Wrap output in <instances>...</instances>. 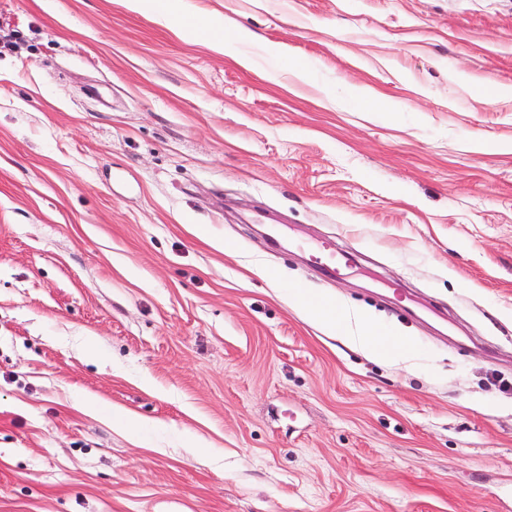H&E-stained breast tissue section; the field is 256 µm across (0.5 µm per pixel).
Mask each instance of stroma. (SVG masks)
Masks as SVG:
<instances>
[{
    "label": "stroma",
    "mask_w": 512,
    "mask_h": 512,
    "mask_svg": "<svg viewBox=\"0 0 512 512\" xmlns=\"http://www.w3.org/2000/svg\"><path fill=\"white\" fill-rule=\"evenodd\" d=\"M0 512H512V0H0ZM309 253L324 274L329 277H341L351 266L352 255L350 252L337 249L332 244L323 243ZM295 297L327 332L343 335L354 347L378 359L395 362L405 361L409 356L412 346L410 337L390 334L367 311L350 312L334 301H315L300 289Z\"/></svg>",
    "instance_id": "35a3bbf8"
}]
</instances>
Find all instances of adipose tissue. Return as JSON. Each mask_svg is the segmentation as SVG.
Returning a JSON list of instances; mask_svg holds the SVG:
<instances>
[{"label":"adipose tissue","instance_id":"ef3b65f1","mask_svg":"<svg viewBox=\"0 0 512 512\" xmlns=\"http://www.w3.org/2000/svg\"><path fill=\"white\" fill-rule=\"evenodd\" d=\"M295 297L327 332L343 335L354 347L376 358L395 362L406 360L409 356L412 346L410 337L390 334L367 311L352 312L334 301H316L300 290L296 291Z\"/></svg>","mask_w":512,"mask_h":512}]
</instances>
